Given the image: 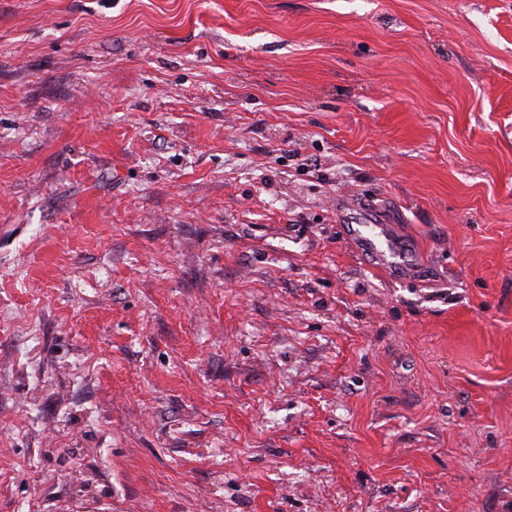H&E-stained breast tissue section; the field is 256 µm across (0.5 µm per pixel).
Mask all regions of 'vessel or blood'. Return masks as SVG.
<instances>
[{
  "instance_id": "obj_1",
  "label": "vessel or blood",
  "mask_w": 512,
  "mask_h": 512,
  "mask_svg": "<svg viewBox=\"0 0 512 512\" xmlns=\"http://www.w3.org/2000/svg\"><path fill=\"white\" fill-rule=\"evenodd\" d=\"M348 244L358 256L372 257L386 272L397 278L414 274L427 255L421 244L401 238L397 225L373 220L346 227Z\"/></svg>"
}]
</instances>
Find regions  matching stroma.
Wrapping results in <instances>:
<instances>
[{
    "mask_svg": "<svg viewBox=\"0 0 512 512\" xmlns=\"http://www.w3.org/2000/svg\"><path fill=\"white\" fill-rule=\"evenodd\" d=\"M0 512H512V0H0ZM367 223L346 226L347 243L357 256L372 257L397 278L410 277L417 271L420 261L427 260L424 247L401 238L397 224H383L375 219Z\"/></svg>",
    "mask_w": 512,
    "mask_h": 512,
    "instance_id": "obj_1",
    "label": "stroma"
}]
</instances>
